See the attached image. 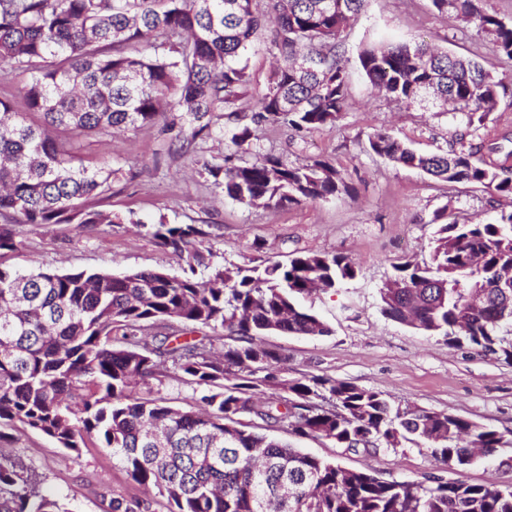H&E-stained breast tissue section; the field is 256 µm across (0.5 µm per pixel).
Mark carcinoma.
<instances>
[{
  "instance_id": "obj_1",
  "label": "carcinoma",
  "mask_w": 512,
  "mask_h": 512,
  "mask_svg": "<svg viewBox=\"0 0 512 512\" xmlns=\"http://www.w3.org/2000/svg\"><path fill=\"white\" fill-rule=\"evenodd\" d=\"M364 0H0V73L34 67L21 89L29 124L0 100V212L21 224H78L88 230L140 224L85 201L112 190L119 170L87 168L53 132L119 134L163 123L169 150L193 151L200 136L223 137L247 92L245 56L259 33L278 64L252 109L230 133L235 150L204 171L224 196L272 209L348 193L351 186L322 159L294 164L252 151L258 132L287 126L309 132L347 110L350 21ZM480 0H432L440 12L489 39L512 61V21ZM366 80L406 107L433 105L461 115L477 139L445 153L423 154L391 131L368 137L366 150L453 184L480 185L512 198V151L486 124L508 86L474 59L421 41H374L357 49ZM429 260L395 266L380 288L391 320L450 345L467 343L512 361V208L487 222L443 221ZM157 243L184 258V276L164 270L8 273L0 270V428L23 426L76 455L93 445L112 453L133 484L154 489L166 512H512V487L462 480L386 481L293 448L265 431L287 426L302 438L376 451L425 446L459 469L512 447L497 430L468 419L394 404L350 382L302 377L276 393L280 353L255 343L268 332L327 336L300 298L339 288L357 275L349 257L301 253L286 263L212 267L201 224L150 225ZM23 246L0 225V251ZM207 270L197 277V269ZM174 320L183 335L147 341L146 323ZM226 330L235 343L213 350ZM206 387L202 408L185 411L140 396L137 387L169 374ZM260 422L264 432L242 419ZM151 501L115 497L112 512H151ZM0 512H70L35 472L0 453Z\"/></svg>"
}]
</instances>
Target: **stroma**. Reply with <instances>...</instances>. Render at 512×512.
<instances>
[{
  "label": "stroma",
  "mask_w": 512,
  "mask_h": 512,
  "mask_svg": "<svg viewBox=\"0 0 512 512\" xmlns=\"http://www.w3.org/2000/svg\"><path fill=\"white\" fill-rule=\"evenodd\" d=\"M390 36L427 41L450 53L479 60L491 74L512 80V65L501 61L489 40L475 29L438 12L431 0H366L349 29L348 52ZM349 107L330 127L295 135L285 128L262 132L260 150L292 163L329 161L353 185L354 194L286 209L248 207L228 198L203 172L204 163L220 164L226 142L199 137L194 152H169L159 126L117 135L75 136L57 131L56 140L84 164H109L123 174L111 191L92 199L94 209L146 221L203 224L205 248L214 266H254L297 254H340L356 262L357 277L336 290L319 291L301 302L321 318L330 335L309 337L269 334L263 346L280 351V381L304 375L331 377L382 392L397 403L457 415L512 439V363L470 346H451L383 315L379 290L397 264L428 259L436 230V211L485 220L492 206H506L483 187H449L420 170L395 165L363 149L369 135L387 128L425 153L456 148L466 131L459 118L423 108L405 109L371 88L351 68ZM23 245L0 252V269L37 272H132L162 269L183 273L184 262L161 248L145 228L133 224L85 230L75 224H19ZM281 440L341 466L369 471L385 480H464L471 484L512 486V448L462 470L448 469L430 449L349 451L327 440ZM0 449L16 455L45 480L46 488L68 502L71 512H110L113 497L125 494L130 481L108 451L89 447L81 454L58 448L30 429L9 430Z\"/></svg>",
  "instance_id": "stroma-1"
}]
</instances>
